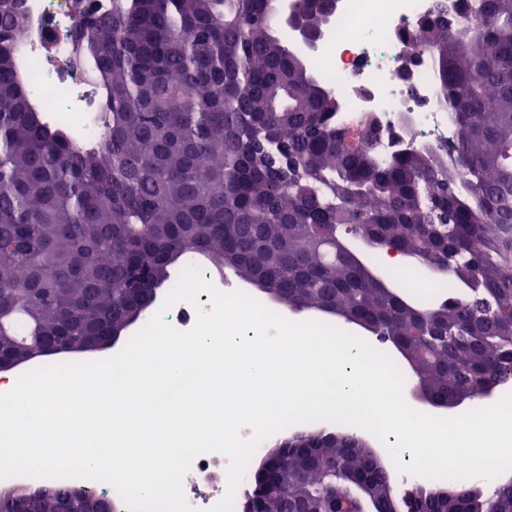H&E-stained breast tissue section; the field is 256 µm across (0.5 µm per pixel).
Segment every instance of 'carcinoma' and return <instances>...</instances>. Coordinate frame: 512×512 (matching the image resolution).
I'll use <instances>...</instances> for the list:
<instances>
[{"instance_id": "carcinoma-1", "label": "carcinoma", "mask_w": 512, "mask_h": 512, "mask_svg": "<svg viewBox=\"0 0 512 512\" xmlns=\"http://www.w3.org/2000/svg\"><path fill=\"white\" fill-rule=\"evenodd\" d=\"M75 0V63L100 86L96 146L48 121L16 78L20 0H0V358L44 355L129 315L170 267L201 254L292 309L371 329L434 398L512 385V0L476 27L417 21L456 113L451 150L377 164L336 128L340 108L275 28L279 0ZM302 22L327 15L297 0ZM394 250L455 292L404 294L344 242ZM107 277L110 288L89 291ZM264 512L336 496L337 512H512V482L426 481L399 496L370 449L320 435L285 444ZM336 462L334 478L313 461ZM40 512L85 499L49 485Z\"/></svg>"}]
</instances>
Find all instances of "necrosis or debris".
I'll return each mask as SVG.
<instances>
[{
	"instance_id": "1",
	"label": "necrosis or debris",
	"mask_w": 512,
	"mask_h": 512,
	"mask_svg": "<svg viewBox=\"0 0 512 512\" xmlns=\"http://www.w3.org/2000/svg\"><path fill=\"white\" fill-rule=\"evenodd\" d=\"M438 6L457 14V0H341L328 44L311 61L341 101L338 128L354 135L365 119L374 120L376 134L362 146L378 162L404 151L445 149L456 136L431 59L412 57L407 40L415 22ZM22 16L19 70L33 101L53 97L57 109L49 120L97 141L102 91L73 62V0H24ZM227 467V457L215 452L194 459L184 491L196 512H209L224 496Z\"/></svg>"
}]
</instances>
